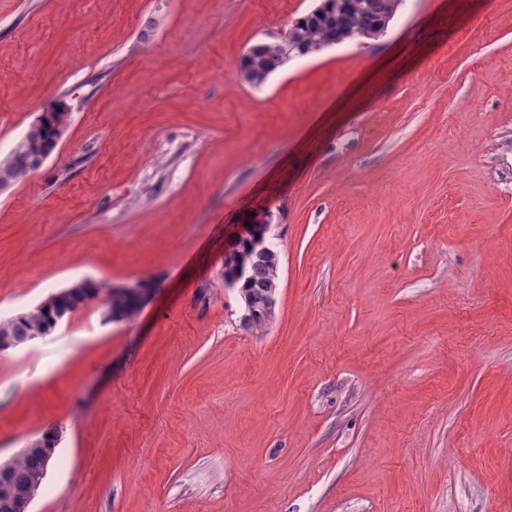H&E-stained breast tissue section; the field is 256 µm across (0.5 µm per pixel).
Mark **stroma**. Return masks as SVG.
<instances>
[{"mask_svg": "<svg viewBox=\"0 0 512 512\" xmlns=\"http://www.w3.org/2000/svg\"><path fill=\"white\" fill-rule=\"evenodd\" d=\"M313 4L0 0V159L70 108L0 194V316L154 289L0 354V461L61 436L31 512H512V0H403L240 81ZM260 211L257 336L223 274ZM50 120L39 116L32 122L10 153L0 159V174L10 181V187L25 181L36 171V162L44 157L60 141L69 124V112H53ZM48 154V156L53 152ZM271 226V216L267 212H260L250 221V226L242 224L234 240L224 251V273L233 271L230 277L224 276V288L236 293L239 280L237 275L247 271L248 266L255 260L246 277L240 283V300L247 305H242L240 322L256 335H264L275 321L270 320L269 311L275 315L278 308L280 284L271 286L269 299V283L276 272V264L281 261L280 252L273 245L276 254L267 258L263 257L270 249L268 232ZM245 241L246 247L242 248L238 242ZM260 258V259H258ZM269 301V303H268ZM250 306L253 312V319ZM269 307V311H268ZM144 281L145 279H139L133 283L112 284V288H110L111 284L107 282L84 279L67 288L74 289V293L71 295L72 304L76 305L87 297L89 300H95L100 303L103 309L104 322H108L106 317L109 314H112L113 317L114 312L120 316L118 319L120 321L132 319L141 309L135 302L114 295L113 288H119L129 295H140L143 291Z\"/></svg>", "mask_w": 512, "mask_h": 512, "instance_id": "obj_1", "label": "stroma"}]
</instances>
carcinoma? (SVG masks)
<instances>
[{
	"label": "carcinoma",
	"instance_id": "carcinoma-1",
	"mask_svg": "<svg viewBox=\"0 0 512 512\" xmlns=\"http://www.w3.org/2000/svg\"><path fill=\"white\" fill-rule=\"evenodd\" d=\"M402 0H319V3L298 17L287 35L279 41H257L248 47L238 67L239 79L246 85L262 88L277 71L294 58L312 56L328 47L351 39H374L383 34L393 20ZM69 124V113L56 112L51 119L42 117L32 122L10 153L0 159V173L5 174L10 186L25 181L36 171V162L47 155L62 139ZM280 254L255 260L240 283V300L251 307L253 319L249 330L264 335L272 326L269 318V283L276 272ZM74 293L71 303L85 298L100 303L103 316L115 313L122 320L135 317L139 306L126 298L116 296L110 284L84 279L71 285ZM48 323V306L41 302L28 311L12 317H0V337L18 340L32 330L44 329ZM15 478L13 490L43 484L40 457L21 453L12 459Z\"/></svg>",
	"mask_w": 512,
	"mask_h": 512
}]
</instances>
